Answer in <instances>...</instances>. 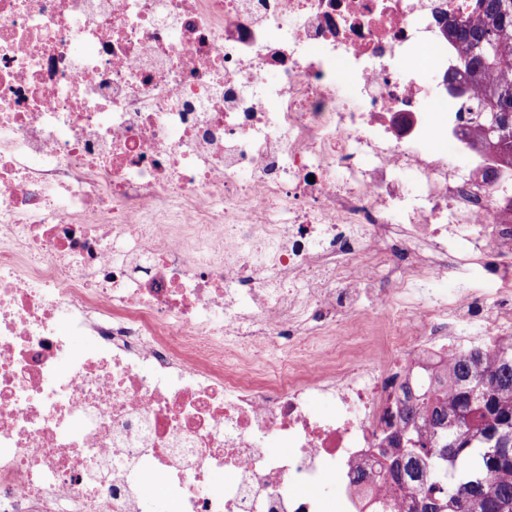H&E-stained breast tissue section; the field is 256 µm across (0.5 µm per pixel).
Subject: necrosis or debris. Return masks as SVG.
Listing matches in <instances>:
<instances>
[{
  "label": "necrosis or debris",
  "mask_w": 512,
  "mask_h": 512,
  "mask_svg": "<svg viewBox=\"0 0 512 512\" xmlns=\"http://www.w3.org/2000/svg\"><path fill=\"white\" fill-rule=\"evenodd\" d=\"M472 3L0 0V512H405V390L512 340ZM477 267L465 266L460 268L450 280L443 279L433 283L431 288L435 291L451 290L462 284L466 288H471L476 292H484L489 288H493V283L485 276L477 271Z\"/></svg>",
  "instance_id": "necrosis-or-debris-1"
}]
</instances>
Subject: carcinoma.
Returning a JSON list of instances; mask_svg holds the SVG:
<instances>
[{
  "label": "carcinoma",
  "mask_w": 512,
  "mask_h": 512,
  "mask_svg": "<svg viewBox=\"0 0 512 512\" xmlns=\"http://www.w3.org/2000/svg\"><path fill=\"white\" fill-rule=\"evenodd\" d=\"M494 0H476L472 15L449 25L461 48L468 76L492 75L476 106L491 105L498 88L512 89V16L493 8ZM489 34L497 51L483 60L474 42ZM438 385L400 408L401 427L387 435L382 451L391 481L413 493L408 512H512V347L493 359L475 349L436 373ZM458 478L448 480L447 465Z\"/></svg>",
  "instance_id": "cac0c4a2"
}]
</instances>
